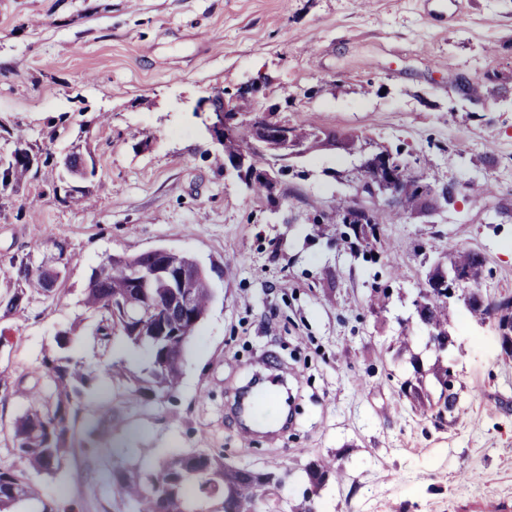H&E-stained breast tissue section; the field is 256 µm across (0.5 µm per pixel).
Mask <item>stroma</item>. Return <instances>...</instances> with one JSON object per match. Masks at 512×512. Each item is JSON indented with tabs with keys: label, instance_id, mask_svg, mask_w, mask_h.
Returning a JSON list of instances; mask_svg holds the SVG:
<instances>
[{
	"label": "stroma",
	"instance_id": "stroma-1",
	"mask_svg": "<svg viewBox=\"0 0 512 512\" xmlns=\"http://www.w3.org/2000/svg\"><path fill=\"white\" fill-rule=\"evenodd\" d=\"M251 82L247 108L354 146L288 158L273 200L255 196L215 163L197 110ZM18 130L59 157L81 147L96 173L79 200L54 195L71 178L53 163L0 199V298L14 292L10 257L47 264L58 241L73 256L55 296L0 309V466L17 461L21 393L56 333L85 317L102 259L168 247L195 257L216 294L171 395L91 388L112 422L39 477L44 503L127 512L101 458L155 467L206 448L285 473L290 499L310 462L333 460L343 477L317 512H512V358L492 325L451 309L454 424L400 391L411 354L435 357L414 306L435 263L481 252L483 295L512 296V0H0V158ZM382 149L403 153L430 205L381 225L370 260L343 246L336 204L382 207L361 172ZM264 367L295 396L274 441L243 436L231 410Z\"/></svg>",
	"mask_w": 512,
	"mask_h": 512
}]
</instances>
